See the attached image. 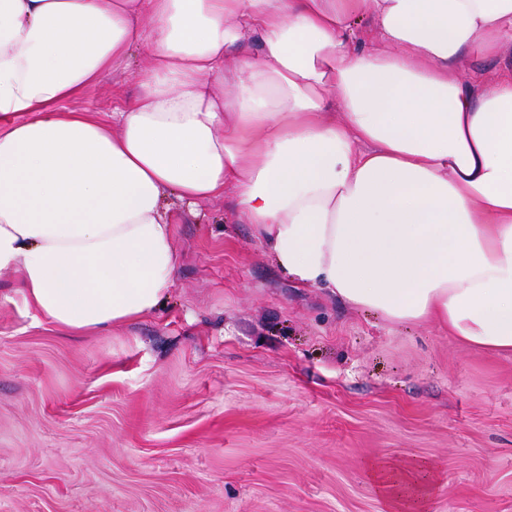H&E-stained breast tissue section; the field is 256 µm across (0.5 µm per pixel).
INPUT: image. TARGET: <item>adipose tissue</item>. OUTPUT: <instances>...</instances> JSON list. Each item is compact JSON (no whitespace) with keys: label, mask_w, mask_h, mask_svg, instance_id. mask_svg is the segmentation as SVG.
Wrapping results in <instances>:
<instances>
[{"label":"adipose tissue","mask_w":512,"mask_h":512,"mask_svg":"<svg viewBox=\"0 0 512 512\" xmlns=\"http://www.w3.org/2000/svg\"><path fill=\"white\" fill-rule=\"evenodd\" d=\"M508 38L512 0H0V302L71 336L151 316L169 200L228 190L298 284L512 355V56L463 76ZM128 70L111 122L59 111ZM420 471L374 466L389 512Z\"/></svg>","instance_id":"ef3b65f1"}]
</instances>
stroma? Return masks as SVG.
<instances>
[{"instance_id":"obj_1","label":"stroma","mask_w":512,"mask_h":512,"mask_svg":"<svg viewBox=\"0 0 512 512\" xmlns=\"http://www.w3.org/2000/svg\"><path fill=\"white\" fill-rule=\"evenodd\" d=\"M172 210L155 315L76 337L0 303V512H384L381 460L436 468L422 512H512L511 354L296 286L232 196Z\"/></svg>"}]
</instances>
